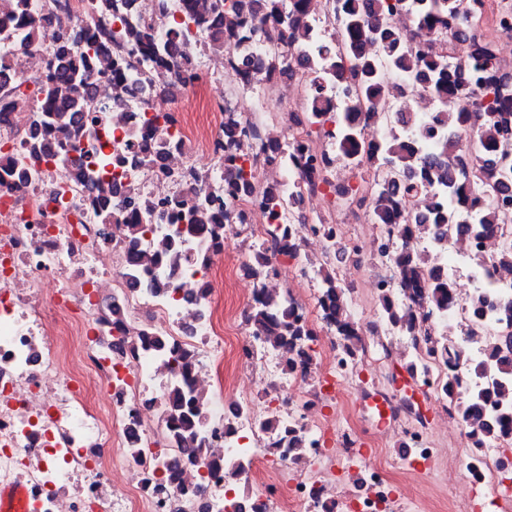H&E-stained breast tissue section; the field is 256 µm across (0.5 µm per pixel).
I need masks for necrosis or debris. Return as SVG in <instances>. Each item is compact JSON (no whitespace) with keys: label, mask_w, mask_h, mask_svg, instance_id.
Instances as JSON below:
<instances>
[{"label":"necrosis or debris","mask_w":512,"mask_h":512,"mask_svg":"<svg viewBox=\"0 0 512 512\" xmlns=\"http://www.w3.org/2000/svg\"><path fill=\"white\" fill-rule=\"evenodd\" d=\"M412 2L386 16L406 50L455 56L458 41L421 27ZM28 3L44 21L34 36L0 24L1 85L25 71L47 75L65 32L118 29L91 0H68L62 13L54 0ZM308 10L302 55L329 41L346 60L336 0H308ZM185 50L195 72L163 87L135 70L113 82L117 56L136 54L133 44L99 52L85 86L100 119L48 128L64 149L34 136L37 99L0 113V489L23 488L21 512H429L434 500L448 512H512V486L495 477L512 430L485 434L456 407L490 385L487 350L512 334L503 316L512 265L500 261L512 224L475 235L487 206L477 196L459 223L441 225L443 239L408 234L421 210L396 200L398 223L372 220L353 246L338 298L311 296L349 212L376 207L358 191L355 159L396 124L419 125L430 142L447 136L431 93L395 76V111L360 113L351 143L336 115L356 105L355 80L314 97L304 71L267 65L272 44L241 27L221 55L197 31ZM232 112L241 123L229 141ZM244 162L255 173L247 189L233 177ZM204 200L224 205L230 223L185 222ZM229 244L241 249L232 272L241 293L222 316L214 259ZM403 248L428 255L438 280L402 273ZM439 280L453 297L443 308ZM366 296L395 301L412 335L380 312L358 319ZM475 296L487 301L479 325ZM281 301L300 339L255 320L257 307ZM228 349L253 381L246 390L210 374ZM91 384L104 407L89 405ZM182 414L194 439L176 426ZM440 419L452 423L461 460L443 456ZM380 438L397 454L373 457Z\"/></svg>","instance_id":"obj_1"}]
</instances>
